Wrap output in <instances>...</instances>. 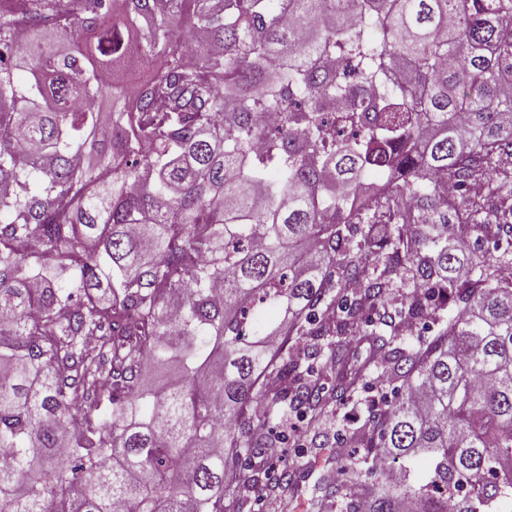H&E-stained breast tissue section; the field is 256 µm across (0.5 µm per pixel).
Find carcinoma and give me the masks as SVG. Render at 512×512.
Returning a JSON list of instances; mask_svg holds the SVG:
<instances>
[{"label": "carcinoma", "mask_w": 512, "mask_h": 512, "mask_svg": "<svg viewBox=\"0 0 512 512\" xmlns=\"http://www.w3.org/2000/svg\"><path fill=\"white\" fill-rule=\"evenodd\" d=\"M134 59L129 96L104 71ZM337 97L355 133L328 149ZM507 156L512 0H0V509L243 512L272 413L328 416L372 361L400 386L323 512H505L512 277L465 245L512 256ZM146 357L176 374L143 384Z\"/></svg>", "instance_id": "obj_1"}]
</instances>
